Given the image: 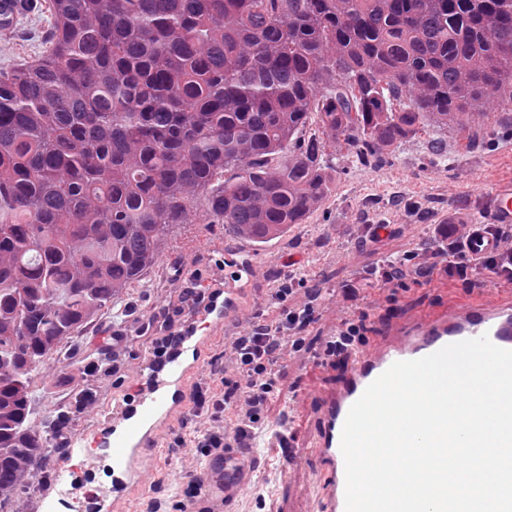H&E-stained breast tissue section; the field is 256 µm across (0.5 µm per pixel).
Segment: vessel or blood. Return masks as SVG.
Wrapping results in <instances>:
<instances>
[{
	"mask_svg": "<svg viewBox=\"0 0 512 512\" xmlns=\"http://www.w3.org/2000/svg\"><path fill=\"white\" fill-rule=\"evenodd\" d=\"M472 191L486 200L477 221L449 212L448 223L465 224L467 248L483 254L498 243L484 230L488 224H512V181ZM223 284L200 281L203 300L185 310L174 334L177 346L161 361L149 360L131 394L113 405L111 414L78 435L57 469V487L45 498L44 512H130L142 493L143 477L133 468L140 451L156 447L160 437L188 408L190 380L211 339L239 321L255 302L251 291L254 263L226 257ZM488 335L490 341L512 350V287L476 298L449 303L420 316L397 313L380 338L356 348L348 357L335 386L317 389L309 399L314 431L307 454L320 475V512H345V468L340 449L342 428L350 407L366 387L397 361L433 354L447 345ZM112 445L114 478L111 491L91 489L77 481L74 460L90 457L102 436ZM259 467L256 449L231 447L212 452L199 479L201 494L190 512H230L239 491L253 483Z\"/></svg>",
	"mask_w": 512,
	"mask_h": 512,
	"instance_id": "vessel-or-blood-1",
	"label": "vessel or blood"
}]
</instances>
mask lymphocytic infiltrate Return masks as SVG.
Instances as JSON below:
<instances>
[{
	"instance_id": "f902f5d3",
	"label": "lymphocytic infiltrate",
	"mask_w": 512,
	"mask_h": 512,
	"mask_svg": "<svg viewBox=\"0 0 512 512\" xmlns=\"http://www.w3.org/2000/svg\"><path fill=\"white\" fill-rule=\"evenodd\" d=\"M438 231L451 238V245L432 244L418 251L388 255L376 267L381 283L401 286L416 282L442 266L449 278L466 284L495 288L512 285L511 224L490 227V234L502 239L505 247L478 257L466 249L459 225L442 224ZM312 279L306 266L289 265L287 274L270 287L273 310L235 326L233 334L225 339L231 370L210 367L194 384L190 403L193 411L204 414L205 419L193 440L175 434L172 448L206 456L230 443L251 440L262 427L285 351H303L308 332L318 320L323 290ZM345 293L350 302L346 317L320 354L326 364L343 362L362 339L365 288L356 283L346 287Z\"/></svg>"
}]
</instances>
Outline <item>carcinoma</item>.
Listing matches in <instances>:
<instances>
[{
    "mask_svg": "<svg viewBox=\"0 0 512 512\" xmlns=\"http://www.w3.org/2000/svg\"><path fill=\"white\" fill-rule=\"evenodd\" d=\"M0 71V483L43 457L30 383L157 263L176 224L254 246L306 223L337 161L512 120V0H41ZM316 130L309 132L310 125ZM28 2L33 4L31 11L16 22L10 36H0V70L12 68L23 59H32L42 50V37L50 19L38 11L40 0Z\"/></svg>",
    "mask_w": 512,
    "mask_h": 512,
    "instance_id": "1",
    "label": "carcinoma"
}]
</instances>
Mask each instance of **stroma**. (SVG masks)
<instances>
[{
  "label": "stroma",
  "instance_id": "35a3bbf8",
  "mask_svg": "<svg viewBox=\"0 0 512 512\" xmlns=\"http://www.w3.org/2000/svg\"><path fill=\"white\" fill-rule=\"evenodd\" d=\"M49 24V17L35 8L21 17L10 36L0 37V70L37 56ZM509 180L511 129L498 132L487 147L471 154L452 153L438 160L426 152L420 138L393 151L385 163L345 164L331 195L306 223L259 249L254 305H268L267 288L286 272L289 261L314 263L324 290L320 317L308 337L311 350H316L341 324L346 305L343 288L349 282L369 286L364 329L368 342L383 333L394 312L424 314L474 296V289L449 281L440 269L429 280L408 283L393 293L376 282L374 266L381 256L428 246L435 224L448 210L478 211L480 199L470 190L472 182L491 188ZM370 224L391 225L392 232L357 246L359 230ZM237 242L221 224L173 227L161 245L156 266L141 283L129 289L117 307L104 309L76 333L47 372L33 379V430L52 432L58 414L64 412L76 436L110 414L113 400L129 393L150 352L149 343L140 336L143 326L160 319L162 311L176 309L187 276L223 280V250ZM117 330L125 337L118 345L110 338ZM102 357L115 360V370L90 371V363ZM330 383L328 368L308 353L289 356L270 402V420H277L288 405L298 403L305 391ZM170 440V434H163L153 450L155 462L145 493L133 505L135 512H170L178 492L204 464L203 458L172 452ZM259 459L256 486L236 499L234 512H317L320 478L315 469L292 472L287 453L272 440L260 449ZM57 461L54 450H47L22 489L0 504V512H41V498L54 485Z\"/></svg>",
  "mask_w": 512,
  "mask_h": 512
}]
</instances>
